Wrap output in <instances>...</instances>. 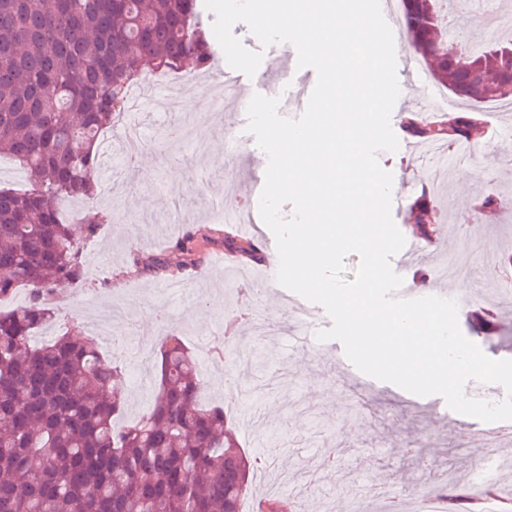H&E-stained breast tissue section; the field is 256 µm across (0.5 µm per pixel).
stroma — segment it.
Segmentation results:
<instances>
[{
    "mask_svg": "<svg viewBox=\"0 0 512 512\" xmlns=\"http://www.w3.org/2000/svg\"><path fill=\"white\" fill-rule=\"evenodd\" d=\"M216 60L206 72L187 69L167 76V83L184 85L190 100L186 106L174 101L169 125L139 111L140 154L152 167L150 179L142 178L140 168H125L117 135L105 139L109 152L94 173L100 194L91 204H66L63 215L81 224L96 212L108 222L86 243L81 276L57 289L58 312L41 338L73 326L88 331L97 314L113 311L112 333L125 338V346L113 348L101 336L96 342L125 372L115 392L124 402L123 420L131 421L144 412L153 378L152 367L135 363L137 331L153 324L156 312H166L208 384L207 400L223 402L232 433L249 456L259 459L247 507L263 499L264 482L285 467L298 477L292 492L304 512H387L385 503L374 499L372 485L346 473L358 458L369 456L376 459L377 479L395 483L402 497L429 482L441 485L449 471L470 482L482 450L458 434L454 421L430 415L427 398L363 373L346 375L335 354L298 344L278 284L260 278L261 262L225 248L229 226L213 221L208 199L220 191L237 202L264 178L268 156L258 144L226 136L237 115L231 104H214L204 88L228 67L224 53ZM503 107L500 101L482 107L476 136L482 176L467 192L456 191L450 178L456 169L451 152L424 162L399 150L379 160L399 187L392 217L401 233L419 236L409 206L421 187L431 188L438 229L433 246L413 257L411 268L425 272L437 288L444 285L438 275L442 264L468 268L459 326L494 360L512 359V279L490 262L512 253V183L491 179L494 170L512 165V119ZM177 171L186 172L184 181L173 180ZM486 192L496 193L501 205L479 214L475 235L468 222L471 202ZM192 233L200 262L188 267L176 244ZM159 254L169 274L144 272V262ZM477 304L495 309L497 333L472 330L468 314Z\"/></svg>",
    "mask_w": 512,
    "mask_h": 512,
    "instance_id": "stroma-1",
    "label": "stroma"
}]
</instances>
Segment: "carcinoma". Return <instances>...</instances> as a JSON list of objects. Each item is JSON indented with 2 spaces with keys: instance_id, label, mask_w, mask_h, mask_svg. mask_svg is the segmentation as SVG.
Wrapping results in <instances>:
<instances>
[{
  "instance_id": "cac0c4a2",
  "label": "carcinoma",
  "mask_w": 512,
  "mask_h": 512,
  "mask_svg": "<svg viewBox=\"0 0 512 512\" xmlns=\"http://www.w3.org/2000/svg\"><path fill=\"white\" fill-rule=\"evenodd\" d=\"M451 0H402L410 41L433 77L470 107L451 130L404 119L422 141L473 140L480 106L512 100V39L448 59ZM203 0H0V156L28 174L23 191L0 189V298L23 287L25 302L0 313V512H242L250 458L226 429L224 407L202 399L203 383L182 337L157 349L156 392L146 411L120 426L112 386L121 370L93 339L73 330L36 344L50 322L56 286L78 278L85 242L105 216L80 227L68 202L98 194L99 142L127 107V91L150 60L164 73L192 62L206 71L215 46ZM423 236L436 232L427 187L411 206ZM227 250L261 256L254 240L227 236ZM474 331L497 330L493 314L471 312ZM443 512H478L458 482Z\"/></svg>"
}]
</instances>
